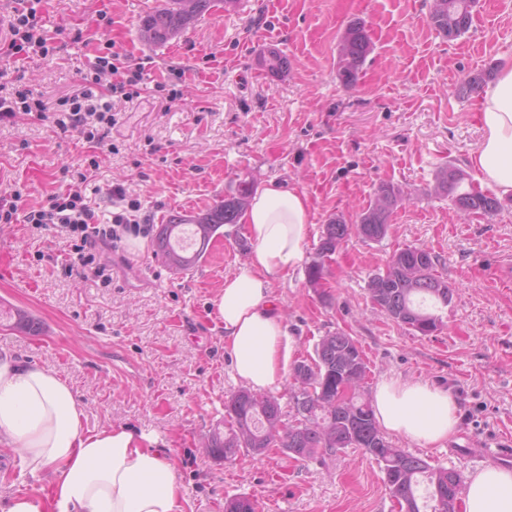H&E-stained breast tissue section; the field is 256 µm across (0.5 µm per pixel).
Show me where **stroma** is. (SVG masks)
Wrapping results in <instances>:
<instances>
[{"label": "stroma", "instance_id": "stroma-1", "mask_svg": "<svg viewBox=\"0 0 512 512\" xmlns=\"http://www.w3.org/2000/svg\"><path fill=\"white\" fill-rule=\"evenodd\" d=\"M160 0H43L58 49L17 62L23 85L48 112L92 74L97 57L116 50L143 71L140 97L115 102L118 122L103 145L17 113L0 122V198L21 193L24 210L48 205L64 171L99 167L84 194L100 223L137 204L139 223L205 213L239 180H275L304 192L310 225L305 260L316 256L326 224H357L380 183L405 197L386 236L350 235L326 260L312 287L297 267L274 291L297 359L321 336H352L368 365L365 393L389 377L451 390L459 431L442 446L392 435L432 466L471 472L492 464L496 443L512 439V197L496 216L467 217L435 191L455 161L470 181L469 154L482 139L476 98H460L454 77L497 67L512 51V0L448 40L428 19L426 0H238L213 8L180 37L145 43L139 20ZM361 21L373 44L355 89L338 79L341 35ZM81 41H74L75 32ZM288 59L271 76L267 50ZM121 185L125 198L109 196ZM242 224L221 227L199 263L174 273L154 252L153 235L131 249V233L97 261L111 269L103 285L65 272V236L20 221L0 222V310L23 309L42 325L31 336L0 319V349L52 369L68 383L86 429L113 425L153 433L176 460L183 512H224L227 499H255L258 512H400L375 460L356 448L295 460L281 449L227 463L208 448L223 423L227 396L240 387L213 300L226 273L247 252ZM423 247L453 292L434 312L443 326L421 335L391 319L369 297L370 279L393 252ZM49 476L22 473L16 451L0 449V494L44 495Z\"/></svg>", "mask_w": 512, "mask_h": 512}]
</instances>
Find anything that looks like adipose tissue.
Instances as JSON below:
<instances>
[{"mask_svg":"<svg viewBox=\"0 0 512 512\" xmlns=\"http://www.w3.org/2000/svg\"><path fill=\"white\" fill-rule=\"evenodd\" d=\"M477 103L483 136L470 154L483 184L512 195V54ZM252 242L244 266L224 277L214 307L224 352L239 381L264 392L280 386L298 349L273 293L304 258L309 226L305 193L268 181L240 215ZM379 425L421 444L455 436L459 404L451 390L387 378L371 397ZM0 447L20 451L33 476L49 473V492L0 499V512H182L185 491L169 450L152 434L114 425L95 432L81 422L59 374L0 351ZM465 512H512V469L487 465L467 476Z\"/></svg>","mask_w":512,"mask_h":512,"instance_id":"obj_1","label":"adipose tissue"}]
</instances>
